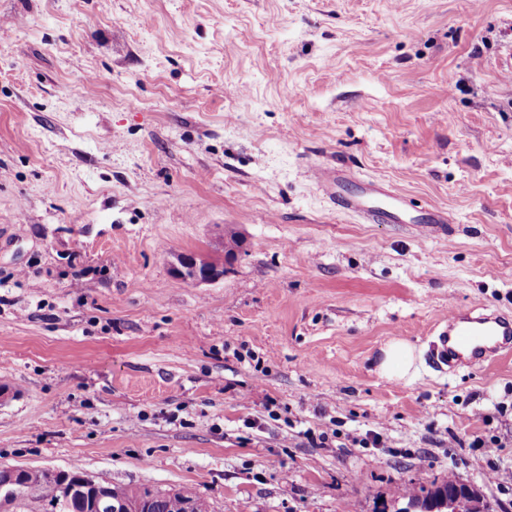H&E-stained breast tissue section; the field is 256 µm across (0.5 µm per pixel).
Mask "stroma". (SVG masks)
Listing matches in <instances>:
<instances>
[{"instance_id":"obj_1","label":"stroma","mask_w":512,"mask_h":512,"mask_svg":"<svg viewBox=\"0 0 512 512\" xmlns=\"http://www.w3.org/2000/svg\"><path fill=\"white\" fill-rule=\"evenodd\" d=\"M510 54L512 0H0V464L213 512H395L453 472L512 512V355L432 362L449 308L512 312ZM320 164L451 222H364ZM228 231L222 279L176 275ZM234 233L231 232L227 235V245L226 248L228 251H232L236 247V242L233 238ZM240 239V238H239ZM243 246L242 240H238V246L236 249L232 251L231 255H226L224 251V267H220L218 265H201L199 261L188 254H181L177 256V265H175L174 269L176 274L187 281L195 282V283H207L214 282L224 277V274L228 271V266L235 259L237 251L241 249ZM190 273L188 275L187 273ZM415 350L405 341H394L382 349L377 371L388 380L410 378L415 373Z\"/></svg>"}]
</instances>
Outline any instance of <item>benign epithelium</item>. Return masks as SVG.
I'll list each match as a JSON object with an SVG mask.
<instances>
[{"label": "benign epithelium", "mask_w": 512, "mask_h": 512, "mask_svg": "<svg viewBox=\"0 0 512 512\" xmlns=\"http://www.w3.org/2000/svg\"><path fill=\"white\" fill-rule=\"evenodd\" d=\"M237 251L224 256V266L202 265L188 254L177 256L176 274L195 283L214 282L228 271ZM45 482L59 485L60 495L55 500L43 502L45 512H66L72 501L84 503L85 512H141L143 504H128L111 495L112 483L96 480L82 471L70 472L56 469H28L18 466L0 467V512H12L21 500L36 497L38 487ZM436 512H491L490 504L482 491L467 482L446 497L434 502Z\"/></svg>", "instance_id": "obj_1"}]
</instances>
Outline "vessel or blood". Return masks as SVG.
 <instances>
[{"instance_id":"b4317fda","label":"vessel or blood","mask_w":512,"mask_h":512,"mask_svg":"<svg viewBox=\"0 0 512 512\" xmlns=\"http://www.w3.org/2000/svg\"><path fill=\"white\" fill-rule=\"evenodd\" d=\"M311 175L329 199L343 210L371 222L404 223L408 204L386 181L367 180L350 193L346 186L352 177L346 172L317 165ZM435 349L439 361L451 369L511 351L512 315L488 308L480 311L450 308L441 319Z\"/></svg>"}]
</instances>
